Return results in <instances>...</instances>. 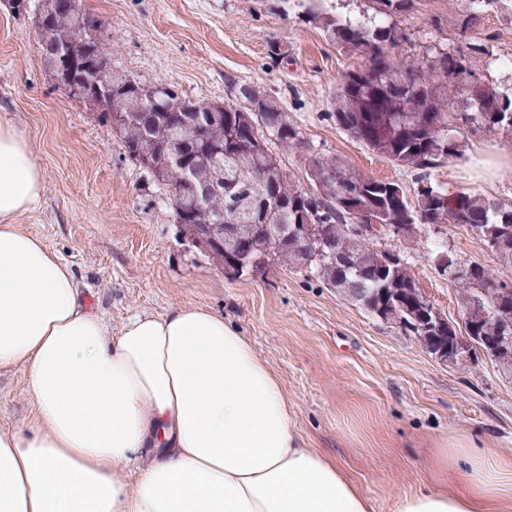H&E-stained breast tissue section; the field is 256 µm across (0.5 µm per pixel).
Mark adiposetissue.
I'll return each instance as SVG.
<instances>
[{"instance_id":"ef3b65f1","label":"adipose tissue","mask_w":512,"mask_h":512,"mask_svg":"<svg viewBox=\"0 0 512 512\" xmlns=\"http://www.w3.org/2000/svg\"><path fill=\"white\" fill-rule=\"evenodd\" d=\"M43 191L0 118V368H23L36 413L0 429V512H375L336 459L298 437L247 336L211 310L136 315L119 332L78 301L72 269L14 219ZM507 464L475 455L457 492L396 512H499Z\"/></svg>"}]
</instances>
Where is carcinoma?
I'll return each instance as SVG.
<instances>
[{
    "instance_id": "cac0c4a2",
    "label": "carcinoma",
    "mask_w": 512,
    "mask_h": 512,
    "mask_svg": "<svg viewBox=\"0 0 512 512\" xmlns=\"http://www.w3.org/2000/svg\"><path fill=\"white\" fill-rule=\"evenodd\" d=\"M371 2L374 15L365 23L342 21L322 9L318 0H294V7L298 20L320 29L327 41L362 57V66L346 73L336 86L330 117L370 150L411 170L417 184L413 200L400 183L367 177L335 155L312 156L313 171L323 175L319 182L307 188L294 182L270 144L283 149L299 146V128L281 101L258 85H231L233 98L224 102L220 120L205 141L196 128L171 122L166 105L176 102L181 111L192 113L208 112L212 104L195 102L166 84L145 85L125 71L112 70L114 77L129 88L120 104L102 108V114L109 118L117 110L131 113L130 123L119 136L133 161L165 189L178 191L168 198V205L173 219L180 220L186 231L205 225L208 233L220 240L223 225L216 223V217L230 211L241 236L267 242L277 261L312 274L372 314L371 300L382 278L393 277L411 285L417 279L404 258L384 275L378 274L385 253L376 250L380 246L376 236L352 231L356 210L388 223L403 211L409 223L418 227H478L482 233L480 246L493 253L500 264L512 267V249L504 254L489 245L504 235L512 239V204L491 201L480 194L449 196L429 181L431 170L459 152V144L448 140L449 97L457 80H467L466 95L459 101L467 106L462 121L487 130L507 128L504 114H512V95L478 80L461 54L440 50L426 61L399 56L397 47L406 41V33L391 18L414 10L416 0ZM502 2L469 0L464 26H471L479 13L500 8ZM76 27L84 33L85 55H96L91 36L95 19L79 7L72 11L69 24L41 28L42 39L70 33ZM438 120L444 129L433 134L429 128ZM184 141L195 142L201 151L195 177L217 172L222 175L224 184L206 201L194 196L187 173L170 161V151ZM268 184L275 185L277 194L288 199V209L274 205L262 209ZM299 213L323 225L336 249L352 259L345 274H340L334 262L324 256L311 252L304 258L280 246L283 237L294 236ZM465 265L467 271L461 275L451 264L442 275L457 285L461 311L467 314L480 297L493 304L497 288L507 284L483 266L468 261ZM357 280L364 288L362 293L353 291ZM471 324L477 336H503L512 331V308L479 314Z\"/></svg>"
}]
</instances>
